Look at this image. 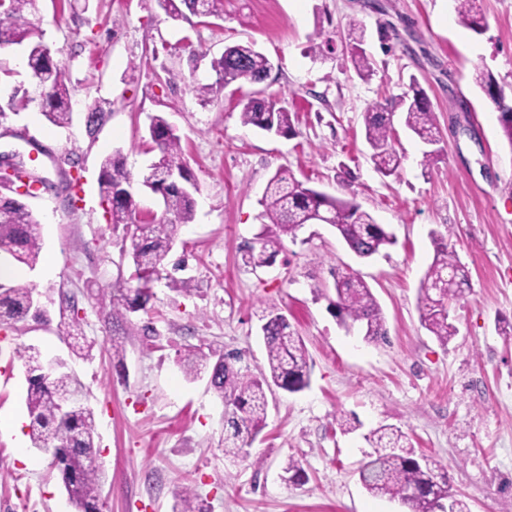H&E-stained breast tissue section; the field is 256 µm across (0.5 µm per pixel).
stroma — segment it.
I'll return each instance as SVG.
<instances>
[{
	"mask_svg": "<svg viewBox=\"0 0 512 512\" xmlns=\"http://www.w3.org/2000/svg\"><path fill=\"white\" fill-rule=\"evenodd\" d=\"M455 0H223L218 18L168 17L157 0H37L32 27L69 74L72 121L50 124L37 107L10 116L22 138L0 152L28 157L53 184L29 199L41 223L42 252L20 280L41 293L45 324L0 326V417L26 418L27 382L18 346L67 362L93 410L98 462L106 474L103 512H172L173 494L192 488L209 512H407L367 493L358 479L370 431L390 424L417 452L447 465L454 492L471 512H512V145L491 101L473 81L490 73L512 99V0H478L486 27L459 25ZM365 27L374 72L359 78L346 47L349 21ZM253 43L273 68L260 84H219L212 67L226 46ZM418 82L440 131L438 153L394 113L400 178L379 174L364 140L363 114L396 102ZM209 84V100L195 85ZM274 96L295 115L296 133L243 125L242 104ZM105 114L96 136L92 108ZM164 115L181 137L198 190L192 224L171 252L185 258L193 289H155L151 310L131 314L122 368L98 304L132 269L121 257L102 202L100 160L121 151L132 174L154 157L148 125ZM79 165L78 189L63 174ZM305 186L351 198L395 238L356 257L327 224L306 225L275 260L252 268L245 243L260 231V199L277 169ZM445 236L469 272L470 288L451 303L457 334L440 343L423 326L418 293L431 265L433 235ZM353 270L372 288L389 341L370 344L329 309L334 269ZM287 315L310 356V385L269 395L267 425L247 461L224 457V403L206 378L188 380L180 357L193 348L242 352L266 365L260 317ZM78 314L93 357L72 356L60 319ZM353 424L342 431L340 418ZM298 459L306 473L288 481ZM49 455L17 448L0 430V512H68Z\"/></svg>",
	"mask_w": 512,
	"mask_h": 512,
	"instance_id": "stroma-1",
	"label": "stroma"
}]
</instances>
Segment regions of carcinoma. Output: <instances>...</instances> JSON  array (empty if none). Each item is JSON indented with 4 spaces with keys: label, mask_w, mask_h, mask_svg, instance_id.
Listing matches in <instances>:
<instances>
[{
    "label": "carcinoma",
    "mask_w": 512,
    "mask_h": 512,
    "mask_svg": "<svg viewBox=\"0 0 512 512\" xmlns=\"http://www.w3.org/2000/svg\"><path fill=\"white\" fill-rule=\"evenodd\" d=\"M34 0H8L0 12V48L8 45H27L26 66L29 76L50 90L45 100H37L26 92L13 94L8 110L0 111V119L9 118L31 104L54 126L64 127L71 122L72 101L70 78L42 34L28 24L25 14ZM457 19L466 28L480 32L484 17L476 7L477 0H457ZM159 7L172 18L220 16L222 0H158ZM348 42L351 60L359 76L372 75L369 57L359 51L363 29L355 22L349 24ZM213 67L224 86L238 81L261 83L272 68L270 59L253 46H227ZM475 83L483 89L499 111L498 121L504 137L512 147V109L498 105L501 87L485 71L475 69ZM412 99L404 109L405 125L423 143L434 145L439 139L437 121L425 91L417 83L410 85ZM241 123L268 134H296L291 113L278 106L272 97L252 96L243 104ZM365 139L371 148L370 158L382 175L399 176L401 156L393 144V112L391 103H378L364 113ZM149 136L158 150L157 158L143 170L140 186L162 197L164 211L175 220L136 219L138 203L134 197L119 195L132 181L124 156L116 151L101 162L100 187L110 206L113 230H122V242H130L129 255L134 271L130 280L101 294V308L108 317L125 310L135 313L147 308L154 298L153 286H165L177 293L191 291L190 280L178 278L168 270V256L182 226L193 222L196 201L194 194L182 191L167 182L176 172L190 179L182 162L181 138L160 115L150 118ZM262 217L274 224L278 233L271 236L262 231L255 237L245 254L246 263L268 264L283 249V238L296 240L298 233L317 216L323 215L347 247L362 258L376 255L395 243L384 225L361 209L354 201L333 197L305 186L286 169L277 170L269 179L260 201ZM42 251L40 222L21 199L0 196V259L6 268L0 287V324L14 326L28 320L46 322L31 307L33 288L12 280L10 266L37 265ZM335 298L329 305L339 322L347 327L358 324L364 340L377 344L387 339L385 318L372 289L353 273H333ZM468 271L448 244L437 243L434 259L421 288L418 307L424 327L441 343L456 335L449 322V305L458 301L468 290ZM262 338L266 349L267 370L254 374L249 367L238 365L240 358L215 355L210 351L189 352L182 360L184 373L189 377L209 376L211 388L231 403L224 419V457L232 461L249 458L248 446L262 432L267 415V390L276 387L287 393H297L309 386L310 367L302 339L291 330L287 316L271 310L261 317ZM79 319L57 325V333L72 340L73 353L88 357L93 344L79 335ZM27 390L25 404L28 412V435L32 447L59 461L62 482L75 512H98L105 480L97 464L99 448L95 442L96 425L93 411L85 404L62 411V401L78 390L80 384L73 374L61 369L55 375H41L42 356L34 347L21 353ZM367 440L372 448L369 460L359 470V480L365 490L375 497L397 499L409 512H436L447 502L453 512H470L456 497L448 479L447 467L440 462L420 456L412 446L408 433L394 425H382L371 431ZM172 512H207L193 490L183 487L174 493Z\"/></svg>",
    "instance_id": "cac0c4a2"
}]
</instances>
